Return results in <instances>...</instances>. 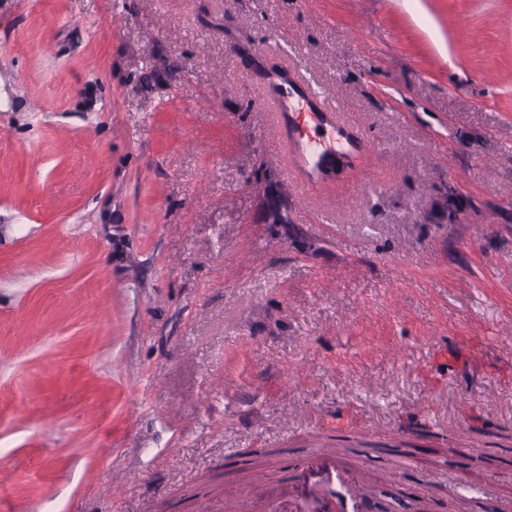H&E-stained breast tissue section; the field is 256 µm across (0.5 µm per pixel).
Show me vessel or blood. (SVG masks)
I'll use <instances>...</instances> for the list:
<instances>
[{
  "label": "vessel or blood",
  "instance_id": "obj_1",
  "mask_svg": "<svg viewBox=\"0 0 512 512\" xmlns=\"http://www.w3.org/2000/svg\"><path fill=\"white\" fill-rule=\"evenodd\" d=\"M261 86L275 107L278 139L292 173L304 185L325 181L337 156L361 152L354 126L300 74L285 66L268 73ZM355 483L354 471L338 457L307 455L297 460L294 478L277 485L275 512H368Z\"/></svg>",
  "mask_w": 512,
  "mask_h": 512
}]
</instances>
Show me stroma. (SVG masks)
Segmentation results:
<instances>
[{
	"label": "stroma",
	"mask_w": 512,
	"mask_h": 512,
	"mask_svg": "<svg viewBox=\"0 0 512 512\" xmlns=\"http://www.w3.org/2000/svg\"><path fill=\"white\" fill-rule=\"evenodd\" d=\"M284 60L367 144L319 199ZM416 420L512 448V0H0V512H218L324 448L374 512L512 500L384 453Z\"/></svg>",
	"instance_id": "1"
}]
</instances>
